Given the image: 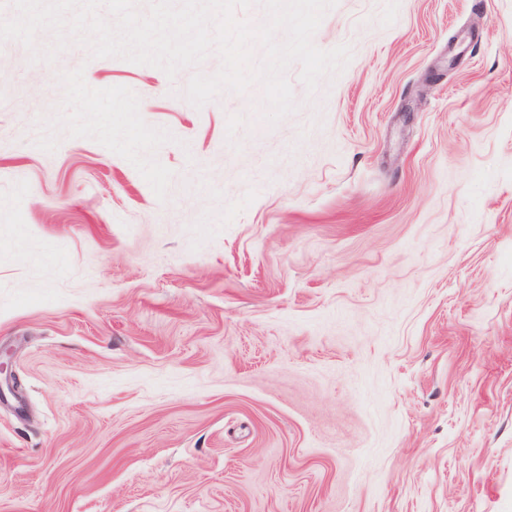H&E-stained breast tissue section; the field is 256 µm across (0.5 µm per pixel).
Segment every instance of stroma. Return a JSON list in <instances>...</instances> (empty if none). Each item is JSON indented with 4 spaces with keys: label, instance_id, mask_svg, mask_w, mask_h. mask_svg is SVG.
Returning a JSON list of instances; mask_svg holds the SVG:
<instances>
[{
    "label": "stroma",
    "instance_id": "stroma-1",
    "mask_svg": "<svg viewBox=\"0 0 512 512\" xmlns=\"http://www.w3.org/2000/svg\"><path fill=\"white\" fill-rule=\"evenodd\" d=\"M297 111L0 44V512H512V0H338Z\"/></svg>",
    "mask_w": 512,
    "mask_h": 512
}]
</instances>
